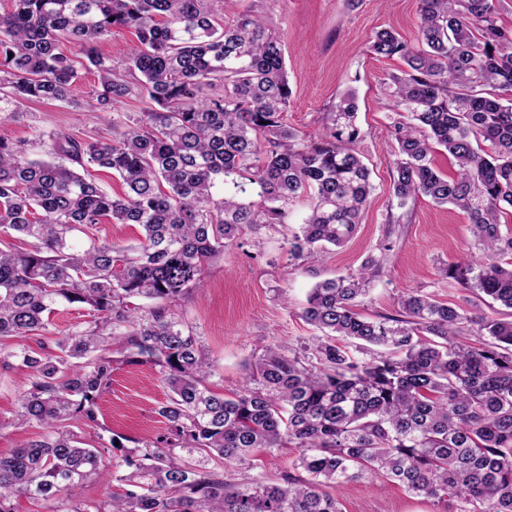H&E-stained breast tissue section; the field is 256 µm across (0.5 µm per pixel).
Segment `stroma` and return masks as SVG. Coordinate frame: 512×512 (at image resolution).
<instances>
[{
  "label": "stroma",
  "mask_w": 512,
  "mask_h": 512,
  "mask_svg": "<svg viewBox=\"0 0 512 512\" xmlns=\"http://www.w3.org/2000/svg\"><path fill=\"white\" fill-rule=\"evenodd\" d=\"M250 11L263 16L284 44L292 89L285 123L305 134L322 133L328 112L346 90L357 93L359 149L371 171L375 190L361 224L344 245L300 260L288 257L286 238L309 213L307 201L290 209L284 224L244 231L237 244L210 262L204 284L169 306L206 346L217 366L214 391L232 395L266 346L283 352L301 351L314 328L301 317L309 290L319 281L355 272L369 254L384 253L385 268L358 310L377 319L397 315L400 296L410 290L436 295L458 304L466 314L507 318V309L482 293L466 291L441 279L443 264L474 250L468 217L452 206L435 205L420 197L405 206L392 201L391 180L396 141L388 110L385 82L403 66L399 58L368 53L367 41L377 30H396L408 43L418 35V0H227L226 18ZM98 86L96 73L84 71L70 102H27L0 122V136L20 144L32 156L53 150L61 138H112L113 124L139 120L143 103L133 100L120 111L104 114L86 105ZM27 372L0 371V457L36 439L37 424L18 425L14 418ZM167 387L149 366L120 365L101 399L102 428L111 431L118 448L106 463L122 461L134 441H151L165 424L157 413ZM297 449L257 452L246 464L225 466L235 478L275 479L287 471ZM344 512H456L455 501L423 500L400 485L374 477L341 488Z\"/></svg>",
  "instance_id": "obj_1"
}]
</instances>
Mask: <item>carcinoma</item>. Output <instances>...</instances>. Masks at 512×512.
Instances as JSON below:
<instances>
[{"label":"carcinoma","mask_w":512,"mask_h":512,"mask_svg":"<svg viewBox=\"0 0 512 512\" xmlns=\"http://www.w3.org/2000/svg\"><path fill=\"white\" fill-rule=\"evenodd\" d=\"M507 0H419L417 45L390 29L372 53L400 57L390 75L397 159L391 195L423 196L465 212L480 255L440 269L512 310V26ZM114 27L137 43L129 77L100 44ZM79 46L81 61L63 53ZM95 69L89 106L147 104L145 120L110 141L55 144L68 163L34 159L0 137V369L29 371L19 424L43 434L0 457V512L26 496L45 512H342L328 492L382 477L457 512H512V319L468 317L418 290L397 316L369 320L356 300L380 278L384 256L309 292L302 318L318 334L312 360L269 346L235 397L213 392L215 373L193 333L168 304L202 285L210 259L246 228L285 224L292 203L311 212L287 238L298 260L347 241L372 191L358 151L357 99L348 91L312 139L282 121L291 90L280 36L243 12L224 19V0H13L0 15V112L27 101L68 102L78 69ZM441 146L457 166H432ZM125 185L108 194L87 166ZM140 227L138 242L72 243L102 221ZM31 248L1 247L7 238ZM155 301L146 314L134 298ZM78 305L86 326L49 346L7 348L39 335L57 311ZM485 340H463L465 324ZM366 351L358 358L344 341ZM149 365L168 388L157 413L166 432L124 458L127 489L76 501L83 483L106 478L114 440L85 447L74 425L96 429L114 365ZM298 449L279 479L224 475L255 451Z\"/></svg>","instance_id":"cac0c4a2"}]
</instances>
